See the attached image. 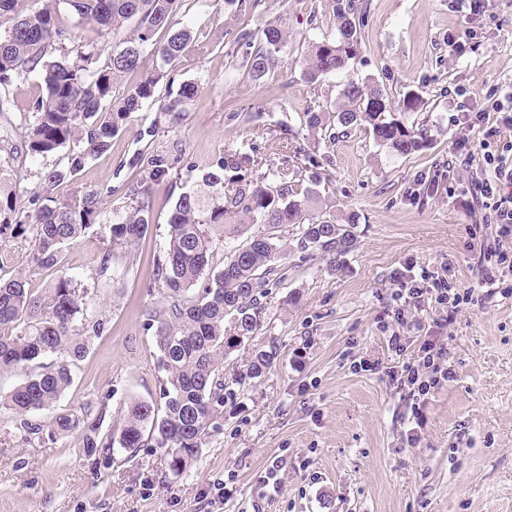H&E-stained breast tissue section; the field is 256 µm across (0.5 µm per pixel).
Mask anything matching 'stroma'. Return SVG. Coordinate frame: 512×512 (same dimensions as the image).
Listing matches in <instances>:
<instances>
[{
  "label": "stroma",
  "mask_w": 512,
  "mask_h": 512,
  "mask_svg": "<svg viewBox=\"0 0 512 512\" xmlns=\"http://www.w3.org/2000/svg\"><path fill=\"white\" fill-rule=\"evenodd\" d=\"M319 2L257 0L238 12L224 0H183L176 20L192 39L184 57L164 66L154 100L130 115L109 149L56 188L62 197L98 189L106 209L121 212L145 176L141 155L173 159L151 186L154 222L135 250L108 249L93 233L65 249L60 267L31 275L37 294L58 276L75 279L106 328L74 365L53 410L30 413L29 421L45 426L53 412L86 409L110 437L129 401L158 396L148 312L162 301L152 272L167 214L224 154H254L257 176L287 159L303 173H321L320 191L337 213L360 216L354 250L337 271L329 257L285 236L254 339L276 346V366L225 390L184 474H172L149 445L131 456L120 449L110 459L89 456L80 432L44 430L32 439L11 413H0V512H253L257 502L264 512H512V269H499L487 288L477 266L484 247L512 260V235L500 232L495 200L466 208L475 170L448 173L460 140L478 148L472 126L495 124L485 111L491 97L512 86V0H483L477 13L455 0H359L366 26L355 62L315 86L304 77L307 46L336 33ZM274 22L286 27L288 45L258 80L231 45L235 33L257 40ZM352 78L369 80L397 105L410 90L423 97V111L404 116L419 123L422 149L399 156L361 127L333 141L306 127L307 107L336 98ZM188 83L198 91L173 120L158 102ZM38 94L33 75L9 88L0 127L13 145L23 140L24 114ZM49 164L16 154L5 167L9 189L28 199ZM107 251L111 275L103 278ZM400 276L423 291L404 326L396 323ZM436 279L471 293L447 326L444 305L430 293ZM395 331L399 353L388 343ZM427 343L445 347L449 378L423 401L393 373L419 363ZM364 358L379 362V371L360 370ZM277 456L287 460L279 489L258 499V478ZM222 485L233 495L218 511L206 494Z\"/></svg>",
  "instance_id": "obj_1"
}]
</instances>
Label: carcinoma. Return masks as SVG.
<instances>
[{"label": "carcinoma", "mask_w": 512, "mask_h": 512, "mask_svg": "<svg viewBox=\"0 0 512 512\" xmlns=\"http://www.w3.org/2000/svg\"><path fill=\"white\" fill-rule=\"evenodd\" d=\"M180 2L46 0L43 8L22 15L0 35V87L6 89L30 74L39 80L32 120L25 123V151L45 158L68 148L63 166L39 172L38 191L29 205L18 204L10 191L0 200V235L8 229L31 230L30 271L57 267L63 248L81 241L96 225L113 247L135 248L147 234L152 216L143 197L150 194L151 182L167 175L166 155L147 158V175L132 189L142 200L110 222L103 221L99 190L85 187L75 195L60 197L54 189L74 179L90 158L110 146L130 114L154 99L163 77L159 70L119 93L116 87L123 75L144 67L149 47L166 64L182 57L191 35L176 28ZM62 3L68 5L70 15L78 17V23L120 37L121 48L99 62L103 45L76 36L74 25L60 11ZM328 7L337 35L309 43L305 66L312 83L349 69L365 26L364 12L356 0H328ZM161 29L167 38L157 43L153 38ZM287 43L288 32L280 24L267 26L257 45L247 34L236 41L244 49L245 66L257 79L277 65ZM195 94V86L186 84L161 105V111L176 118L184 102ZM424 105L420 94L409 91L396 107L379 87L351 79L329 105L308 107L306 125L333 140L363 125L378 145L409 155L419 150L422 141L399 113L420 112ZM253 162L247 153L225 156L217 170L202 173L196 190L180 193L172 205L163 259L154 271L165 307L149 311L150 320L156 323V366L164 373L159 398L128 403L119 437L108 442L99 437L95 422L88 423L82 435L88 455L106 459L116 447L132 454L144 446L147 437L163 452L171 472L183 473L199 453L216 407L224 402V355L252 341L258 329L259 298L265 296V287L284 255L279 228L297 227L300 248L334 258L355 247L358 214L338 216L328 209L318 174L305 180L299 171L281 164L250 179L247 173ZM242 215L262 221L267 232L227 251L221 271H208L210 251L238 235ZM216 228L220 229L218 237L212 235ZM200 282L203 287L196 298L186 299L185 293ZM88 309V292L70 277H57L43 298L28 288L26 273L0 276V371L35 365L20 385L0 395V410L19 417L32 435L39 434L41 426L29 423L25 416L54 406L73 383L72 366L85 357L92 336L103 330L104 322L91 319ZM47 355L56 356V361L39 362ZM277 358L273 344L252 349L247 374L251 378L264 375ZM87 417V413L80 417L61 412L49 427L53 433L69 434Z\"/></svg>", "instance_id": "1"}]
</instances>
